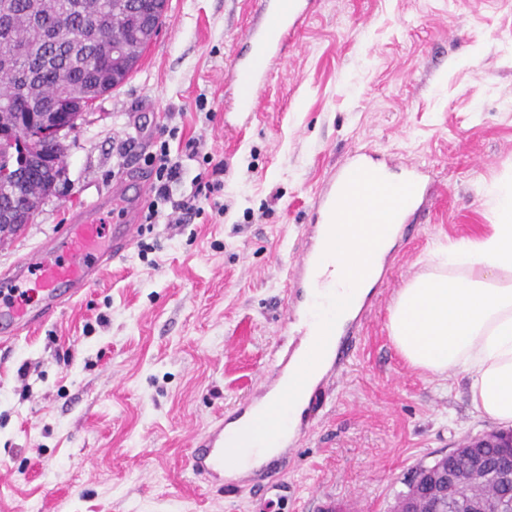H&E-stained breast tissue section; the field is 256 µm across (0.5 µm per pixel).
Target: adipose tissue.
<instances>
[{
  "label": "adipose tissue",
  "instance_id": "adipose-tissue-1",
  "mask_svg": "<svg viewBox=\"0 0 512 512\" xmlns=\"http://www.w3.org/2000/svg\"><path fill=\"white\" fill-rule=\"evenodd\" d=\"M495 196L487 233L449 246L431 271L401 289L389 335L410 365L464 374L473 408L512 424L511 178Z\"/></svg>",
  "mask_w": 512,
  "mask_h": 512
}]
</instances>
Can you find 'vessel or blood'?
Returning <instances> with one entry per match:
<instances>
[{
	"instance_id": "obj_1",
	"label": "vessel or blood",
	"mask_w": 512,
	"mask_h": 512,
	"mask_svg": "<svg viewBox=\"0 0 512 512\" xmlns=\"http://www.w3.org/2000/svg\"><path fill=\"white\" fill-rule=\"evenodd\" d=\"M261 13L262 21L251 26L245 36L248 57L237 58L234 64L233 109L237 112L256 111L258 94L266 84L270 64L280 58L289 35L303 19L304 0H262ZM369 166L366 151L351 152L316 194L314 221L305 226L304 246L294 255L286 272L288 344L274 357L270 372L260 378L256 396L194 440L188 450V464L195 478L223 484L225 448L239 433L242 423L252 419L267 395L287 386L289 375L301 364L305 348L314 344L318 321L313 309L329 294L340 292L342 284L335 263L322 258L333 209L349 177L356 170ZM425 176V170L420 167H406L404 178L414 183L415 192L397 215V223L411 225L420 221L432 195V187L426 184ZM109 205V199L105 198L74 215L63 238L46 241L29 259L0 273V334L16 336L48 321L59 308L96 284L112 262L123 256L133 241L136 227L117 225L111 241L102 242L96 216ZM390 258L387 251L373 255L374 285L364 295L353 298L342 331L331 334L321 367L313 378L316 388H324L342 377L351 354L361 341L367 315L378 301L377 285L388 275ZM313 413L310 407L299 411L279 438V448L288 452L296 448ZM359 508V501L352 498L324 494L313 499L314 512H358Z\"/></svg>"
}]
</instances>
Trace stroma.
Segmentation results:
<instances>
[{
  "label": "stroma",
  "mask_w": 512,
  "mask_h": 512,
  "mask_svg": "<svg viewBox=\"0 0 512 512\" xmlns=\"http://www.w3.org/2000/svg\"><path fill=\"white\" fill-rule=\"evenodd\" d=\"M260 5L167 0L134 71L64 139L36 221L0 234L1 271L119 181L134 192L164 138L182 166L173 195L209 172L206 156L224 163L202 214L144 225L49 321L0 336V512H312L315 490L389 512L414 466L495 429L463 375L409 366L388 322L438 250L487 231L491 187L512 172V0H309L257 111L232 113L233 58ZM354 149L428 167L426 217L400 238L342 384L272 482L198 480L187 450L253 396L286 342L287 268L319 185Z\"/></svg>",
  "instance_id": "stroma-1"
}]
</instances>
